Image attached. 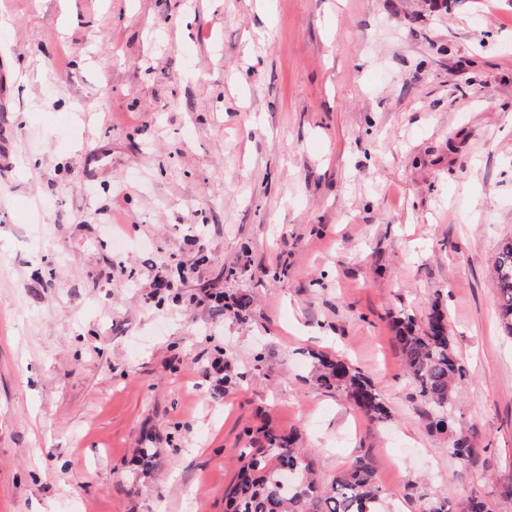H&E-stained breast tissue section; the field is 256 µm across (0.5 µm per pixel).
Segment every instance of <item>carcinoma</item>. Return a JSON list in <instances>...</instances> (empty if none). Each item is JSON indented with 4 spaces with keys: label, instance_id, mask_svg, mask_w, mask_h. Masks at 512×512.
<instances>
[{
    "label": "carcinoma",
    "instance_id": "cac0c4a2",
    "mask_svg": "<svg viewBox=\"0 0 512 512\" xmlns=\"http://www.w3.org/2000/svg\"><path fill=\"white\" fill-rule=\"evenodd\" d=\"M501 323L512 336V239L502 242L495 264ZM394 341L403 358V374L427 407L429 426L454 432L451 452L462 468L471 465L475 448L469 431L454 430L452 411L465 371L448 332V318L434 305L425 326L414 320L392 322ZM316 381L343 390L351 403L372 420L389 411L371 382L347 361L319 360ZM299 433H264L260 448H241L243 461L233 486L225 494L228 512H381L384 493L376 484L370 462L361 458L331 482L319 483Z\"/></svg>",
    "mask_w": 512,
    "mask_h": 512
}]
</instances>
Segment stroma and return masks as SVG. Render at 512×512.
<instances>
[{
	"mask_svg": "<svg viewBox=\"0 0 512 512\" xmlns=\"http://www.w3.org/2000/svg\"><path fill=\"white\" fill-rule=\"evenodd\" d=\"M0 18V512H224L267 428L299 431L326 482L369 459L390 512L443 492L501 512L512 0H0ZM218 293L252 306L219 313ZM436 303L470 477L390 329ZM319 354L389 417L319 387ZM495 279L501 323L512 336V239L503 241L499 248ZM316 381L327 389L343 390L351 403L372 420L389 416V411L371 382L344 359H318Z\"/></svg>",
	"mask_w": 512,
	"mask_h": 512,
	"instance_id": "obj_1",
	"label": "stroma"
}]
</instances>
